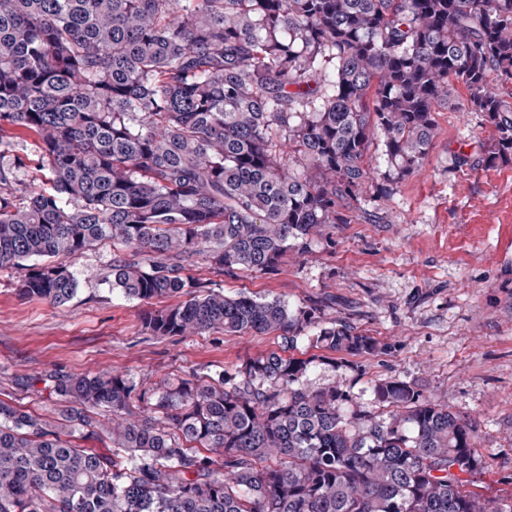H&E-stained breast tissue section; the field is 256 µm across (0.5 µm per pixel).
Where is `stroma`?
Returning a JSON list of instances; mask_svg holds the SVG:
<instances>
[{"mask_svg": "<svg viewBox=\"0 0 512 512\" xmlns=\"http://www.w3.org/2000/svg\"><path fill=\"white\" fill-rule=\"evenodd\" d=\"M436 120L440 134L420 172L390 195H364L350 223L314 238L305 253H288L276 271H243L221 286L291 307L318 302L320 324L346 321L389 344L360 368L342 352L330 364L311 328L295 354L317 356L310 383L350 386L357 409L374 411V380L401 378L475 420L491 462L475 491L507 496L512 485L500 477L512 471V162H484L491 130L482 113L459 107ZM111 262L108 242L72 260L78 289L62 306L22 296L19 271L0 270V399L51 416L58 398L24 381L108 371L148 385L231 371L283 345L250 332L150 335L141 323L145 303L104 283Z\"/></svg>", "mask_w": 512, "mask_h": 512, "instance_id": "35a3bbf8", "label": "stroma"}]
</instances>
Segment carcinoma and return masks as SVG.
Here are the masks:
<instances>
[{
    "mask_svg": "<svg viewBox=\"0 0 512 512\" xmlns=\"http://www.w3.org/2000/svg\"><path fill=\"white\" fill-rule=\"evenodd\" d=\"M509 83L512 0H0V269L60 306L77 281L54 258L110 240L112 288L180 299L145 311L152 335L292 346L317 304L214 278L277 270L422 169L459 85L492 129L484 160L512 162ZM24 132L49 191L17 181ZM200 257L205 280L188 274ZM314 340L388 351L343 321ZM313 363L271 352L148 387L42 377L60 418L0 400V512H512L469 489L489 467L472 420L392 378L371 385L378 413L357 410L308 382Z\"/></svg>",
    "mask_w": 512,
    "mask_h": 512,
    "instance_id": "obj_1",
    "label": "carcinoma"
}]
</instances>
